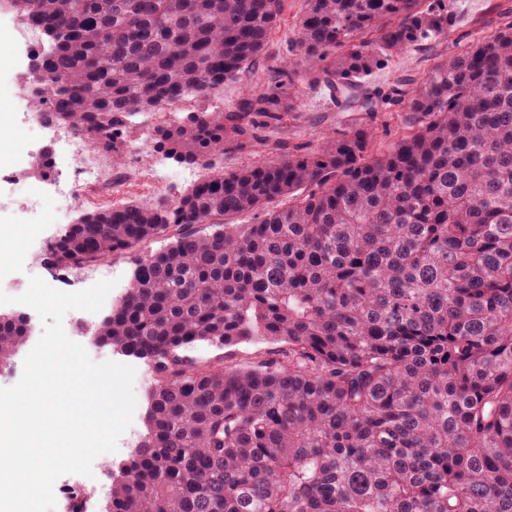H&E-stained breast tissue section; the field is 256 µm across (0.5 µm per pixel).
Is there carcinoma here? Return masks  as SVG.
<instances>
[{
  "label": "carcinoma",
  "mask_w": 512,
  "mask_h": 512,
  "mask_svg": "<svg viewBox=\"0 0 512 512\" xmlns=\"http://www.w3.org/2000/svg\"><path fill=\"white\" fill-rule=\"evenodd\" d=\"M457 6L303 0L256 92L244 80L288 0H0L42 36L22 76L33 112L115 164L131 113L242 85L150 132L209 178L90 210L50 250L70 268L133 259L97 333L152 368L107 505L73 488L70 512H512V19L420 82L369 84L447 37ZM299 82L351 112L397 105L410 131L383 152L358 127L216 167L265 144ZM28 336L25 315L0 314V365ZM253 341L275 356L184 354Z\"/></svg>",
  "instance_id": "carcinoma-1"
}]
</instances>
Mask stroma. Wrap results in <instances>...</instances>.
I'll return each mask as SVG.
<instances>
[{
  "label": "stroma",
  "mask_w": 512,
  "mask_h": 512,
  "mask_svg": "<svg viewBox=\"0 0 512 512\" xmlns=\"http://www.w3.org/2000/svg\"><path fill=\"white\" fill-rule=\"evenodd\" d=\"M463 12L446 39L433 42L422 50H412L394 58L387 69L374 75V83L385 85L403 73L424 77L426 73L447 56L459 52L474 39L493 34L504 20L505 12L512 11V0H462ZM301 7L300 0H288V10L283 22L274 36L271 53L262 58L247 77L253 89H263L267 83L271 66L277 65L280 57L287 55L288 46L295 38L293 29L295 15ZM25 46L4 47L0 49V101L14 104L17 112L31 109L30 99L25 92L21 77L28 66ZM235 85L226 86L223 93L206 99L194 98L185 101L179 109L161 113H135L126 124L125 143L145 142L144 151L138 155H125L122 164L113 168L115 177L109 195L95 198L92 203L81 204L68 214L46 218L41 225H34V217L28 212L24 198L37 186H51V178L40 179L29 176L28 166L22 153V133L13 130L12 138L4 152L0 153V225L16 226L19 233V247L13 259L0 266V286L13 288L28 285L30 277L37 276L45 282H53L57 276L56 268L46 260V245L59 237L71 224L77 223L80 216L93 207L121 205L137 200L147 201L162 195L177 199L193 186L192 181L179 179L183 166L164 153L147 144L146 139L159 123L178 124L186 120L189 113L209 110L217 112L223 109L228 99L238 95ZM299 111L283 113L278 125L268 132L266 145L249 147L236 153L226 154L224 168L233 171L252 163H268L278 160V143L288 145H306L317 147L325 133L338 129L346 130L355 125H371L374 130V147L386 149L408 128V117L399 107L369 117L361 112L337 111L328 94L320 89L299 86ZM136 162L140 168L137 177L128 179L124 173L129 162ZM164 169L176 173V180L164 187H157L150 173L152 169ZM117 284L112 290L111 299L105 300L100 312L91 314L86 321L76 322L73 314H66L63 327L68 338L76 343L85 344L88 336L112 311L114 300L120 299L132 280L133 263L131 259L119 258L115 261ZM89 357L96 362L113 361L133 366L137 377L133 385L136 407L132 423L119 438L114 460L127 458L140 434L144 430L143 418L147 405V393L152 381L147 363L139 358L112 351L111 347L88 346ZM92 476L68 474L59 477L55 484V512H68V503L62 493L64 486L71 485L84 489L93 501L102 502L110 492V480L107 468L101 462H94Z\"/></svg>",
  "instance_id": "1"
}]
</instances>
